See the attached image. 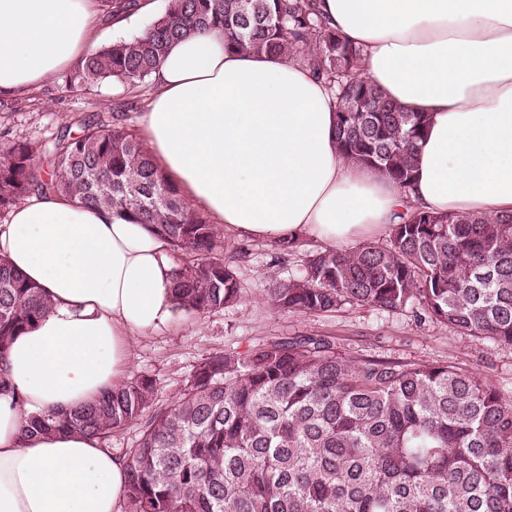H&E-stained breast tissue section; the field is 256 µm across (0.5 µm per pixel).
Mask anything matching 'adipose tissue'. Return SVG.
I'll return each instance as SVG.
<instances>
[{
  "mask_svg": "<svg viewBox=\"0 0 512 512\" xmlns=\"http://www.w3.org/2000/svg\"><path fill=\"white\" fill-rule=\"evenodd\" d=\"M365 49L359 77L428 113L410 198L344 160L330 92L305 65L175 41L153 75L140 139L184 200L238 236L328 245L372 236L409 208L512 214V0H317ZM94 0H0V95L94 48ZM0 258L50 310L12 341L0 392V512H121L128 466L98 439L27 435L25 419L120 384L131 341L179 323L168 242L59 195L0 224Z\"/></svg>",
  "mask_w": 512,
  "mask_h": 512,
  "instance_id": "ef3b65f1",
  "label": "adipose tissue"
}]
</instances>
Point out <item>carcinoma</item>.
<instances>
[{
	"label": "carcinoma",
	"mask_w": 512,
	"mask_h": 512,
	"mask_svg": "<svg viewBox=\"0 0 512 512\" xmlns=\"http://www.w3.org/2000/svg\"><path fill=\"white\" fill-rule=\"evenodd\" d=\"M209 30L224 32L229 50L308 66L333 92L342 157L409 194L428 115L357 78L364 49L327 25L316 0H168L143 34L81 60L66 87L141 83L172 42ZM31 194L110 209L194 256L175 271L190 312L239 297L233 270L212 255L217 226L123 126L84 121L78 135L67 126L40 161L28 144L3 142L0 212ZM265 299L285 312L409 308L512 347V215L413 210L383 243L311 256ZM49 309L0 260V391L11 340ZM156 393L155 379L138 377L24 428L104 440L139 424L124 512H512V396L478 373L344 356L325 336H296L204 359L165 405L154 406Z\"/></svg>",
	"instance_id": "obj_1"
}]
</instances>
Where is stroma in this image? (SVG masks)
Returning a JSON list of instances; mask_svg holds the SVG:
<instances>
[{
  "instance_id": "stroma-1",
  "label": "stroma",
  "mask_w": 512,
  "mask_h": 512,
  "mask_svg": "<svg viewBox=\"0 0 512 512\" xmlns=\"http://www.w3.org/2000/svg\"><path fill=\"white\" fill-rule=\"evenodd\" d=\"M98 46L139 35L166 8L167 0H147L149 7L123 20L113 18L106 0H97ZM65 73L17 94L0 97V131L39 151L64 126L92 119L139 132L141 117L153 91L152 82L130 86L118 81L85 89L65 86ZM322 242L304 238L283 250L277 242L220 232L215 252L233 269L240 297L222 310L187 313L177 325L150 336L136 337L127 378L149 376L158 384L157 404L176 396L204 358L227 351H244L293 336H327L338 352L357 357L404 363H450L461 370L488 375L505 394L512 395V347L461 335L450 327L417 321L411 311L387 312L347 306L330 313H288L265 300L273 278L296 273L304 261L321 252Z\"/></svg>"
}]
</instances>
